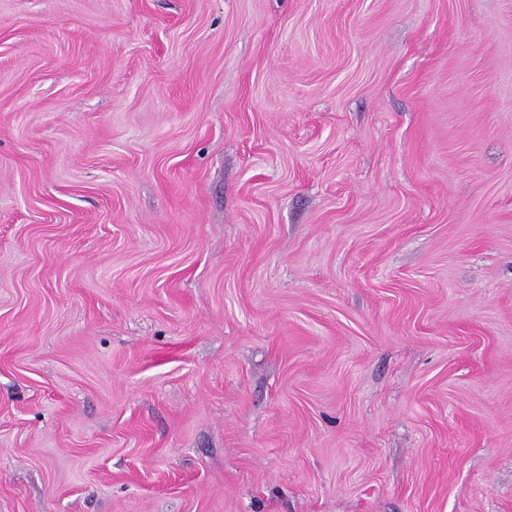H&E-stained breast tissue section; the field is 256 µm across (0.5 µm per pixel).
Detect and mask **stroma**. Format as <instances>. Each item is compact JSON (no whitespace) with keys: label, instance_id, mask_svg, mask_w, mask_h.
I'll return each mask as SVG.
<instances>
[{"label":"stroma","instance_id":"35a3bbf8","mask_svg":"<svg viewBox=\"0 0 512 512\" xmlns=\"http://www.w3.org/2000/svg\"><path fill=\"white\" fill-rule=\"evenodd\" d=\"M0 512H512V0H0Z\"/></svg>","mask_w":512,"mask_h":512}]
</instances>
